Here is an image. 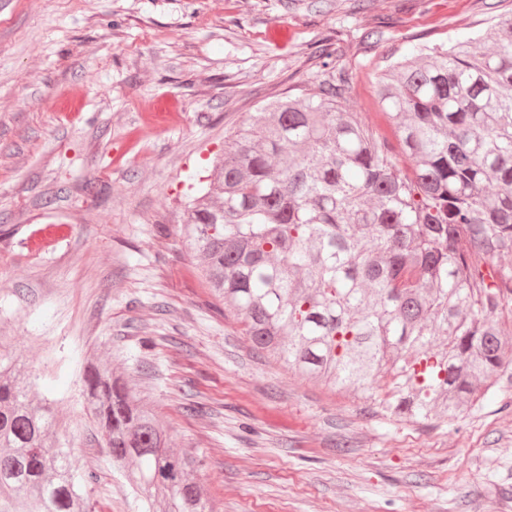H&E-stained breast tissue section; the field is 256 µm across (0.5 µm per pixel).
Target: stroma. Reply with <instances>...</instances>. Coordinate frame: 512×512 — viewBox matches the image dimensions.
<instances>
[{
    "mask_svg": "<svg viewBox=\"0 0 512 512\" xmlns=\"http://www.w3.org/2000/svg\"><path fill=\"white\" fill-rule=\"evenodd\" d=\"M512 0H0V339L59 411L92 512H144L86 414L91 355L200 463L214 512H512V368L455 418L382 411L254 349L183 234L224 139L324 47L388 142L380 73Z\"/></svg>",
    "mask_w": 512,
    "mask_h": 512,
    "instance_id": "obj_1",
    "label": "stroma"
}]
</instances>
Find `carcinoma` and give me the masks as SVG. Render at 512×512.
Listing matches in <instances>:
<instances>
[{
  "mask_svg": "<svg viewBox=\"0 0 512 512\" xmlns=\"http://www.w3.org/2000/svg\"><path fill=\"white\" fill-rule=\"evenodd\" d=\"M322 51L312 88L233 133L184 232L210 290L254 347L339 391L455 417L512 365V16L485 38L423 46L377 83L389 146L344 105L351 82ZM86 411L137 496L213 512L196 461L125 375L99 357ZM57 410L0 342V512H91L56 446Z\"/></svg>",
  "mask_w": 512,
  "mask_h": 512,
  "instance_id": "cac0c4a2",
  "label": "carcinoma"
}]
</instances>
